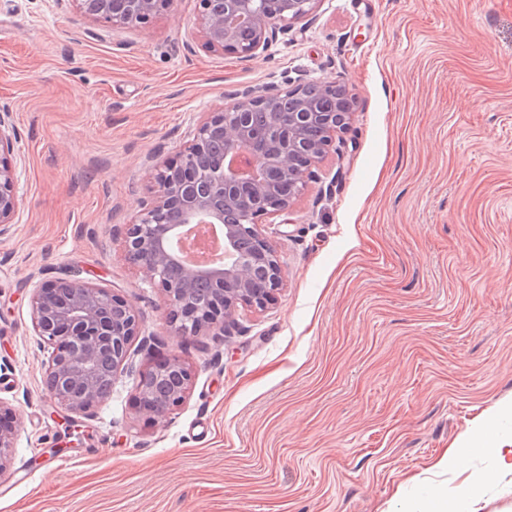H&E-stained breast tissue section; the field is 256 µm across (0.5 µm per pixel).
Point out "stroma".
<instances>
[{"label": "stroma", "mask_w": 512, "mask_h": 512, "mask_svg": "<svg viewBox=\"0 0 512 512\" xmlns=\"http://www.w3.org/2000/svg\"><path fill=\"white\" fill-rule=\"evenodd\" d=\"M198 0L135 28L72 0H0V113L18 132L22 204L0 236V399L19 426L0 512H512V471L445 448L512 402V0H319L244 61L211 51ZM304 78L357 99L288 215L263 221L274 304L237 332L176 336L120 231L154 159L245 86ZM76 271L126 299L136 363L196 373L167 423L135 415L126 376L66 423L44 390L34 288Z\"/></svg>", "instance_id": "stroma-1"}]
</instances>
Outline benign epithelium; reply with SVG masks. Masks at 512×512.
Instances as JSON below:
<instances>
[{"label": "benign epithelium", "mask_w": 512, "mask_h": 512, "mask_svg": "<svg viewBox=\"0 0 512 512\" xmlns=\"http://www.w3.org/2000/svg\"><path fill=\"white\" fill-rule=\"evenodd\" d=\"M76 10L114 29L148 23L173 0H72ZM319 0H199L197 25L204 45L244 61L258 58L291 24L314 12ZM264 109L263 127L251 111ZM356 99L334 82L299 80L244 88L233 102L199 121L174 163L150 168L153 195L125 225L124 256L142 283L159 289L170 308L174 335L228 333L239 306L265 308L282 284L279 256L261 229L268 215H286L318 164L331 136L349 124ZM18 136L0 116V234L19 213L20 171L13 163ZM219 224L224 264L189 265L175 243L184 229ZM36 335L52 348L44 385L65 412L86 415L133 371L130 348L141 335L139 316L125 300L77 274L34 289ZM138 417L160 425L180 407L195 381L178 357L138 370ZM15 448V434L0 428V472Z\"/></svg>", "instance_id": "7a95c632"}]
</instances>
